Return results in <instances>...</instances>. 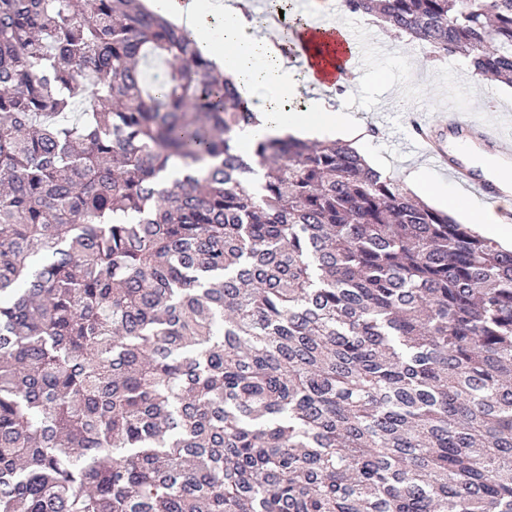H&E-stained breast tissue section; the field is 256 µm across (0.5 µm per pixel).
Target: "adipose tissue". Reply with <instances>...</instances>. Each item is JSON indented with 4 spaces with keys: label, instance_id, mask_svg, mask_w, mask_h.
<instances>
[{
    "label": "adipose tissue",
    "instance_id": "1",
    "mask_svg": "<svg viewBox=\"0 0 512 512\" xmlns=\"http://www.w3.org/2000/svg\"><path fill=\"white\" fill-rule=\"evenodd\" d=\"M143 2L197 35L202 34L209 21H222L223 49H214L206 43L201 49L214 56L225 76L232 79L238 93L258 116L257 125L239 132L241 145L288 133L308 139L333 135L356 150H364L368 136L366 128L359 126L340 102L319 90L333 49L329 38L311 34L315 18L304 17L295 28L296 41L307 47L310 58L300 66L292 67L269 40L264 12L246 9L245 0H225L208 16L196 10H184L178 0ZM303 86L318 88V96L300 111L283 112V104L295 99Z\"/></svg>",
    "mask_w": 512,
    "mask_h": 512
}]
</instances>
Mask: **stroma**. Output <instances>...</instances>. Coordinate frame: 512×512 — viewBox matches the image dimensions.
<instances>
[{"instance_id":"obj_1","label":"stroma","mask_w":512,"mask_h":512,"mask_svg":"<svg viewBox=\"0 0 512 512\" xmlns=\"http://www.w3.org/2000/svg\"><path fill=\"white\" fill-rule=\"evenodd\" d=\"M348 22L358 28L364 40L377 46L379 55L362 65L361 81L343 95L342 101L352 106L354 118L378 129L370 148L382 160L387 174L402 181L409 168L424 170L427 183L418 196L427 198L429 190L448 184L449 177L407 149L405 142L416 115L435 118L453 90L465 96L466 111L498 122L512 116V95L504 92L502 84L473 80L462 61H434L428 46L402 44L394 33L372 28L362 16H349ZM409 82L414 83L416 96L399 98L400 88Z\"/></svg>"}]
</instances>
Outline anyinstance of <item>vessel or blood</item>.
<instances>
[{
  "label": "vessel or blood",
  "instance_id": "1",
  "mask_svg": "<svg viewBox=\"0 0 512 512\" xmlns=\"http://www.w3.org/2000/svg\"><path fill=\"white\" fill-rule=\"evenodd\" d=\"M342 45V51L337 54L339 62L354 65L368 54L367 46L361 43L353 30H345ZM449 140H463L512 160V135L488 124L477 114L461 111L453 101L449 102L446 112L439 114L437 124L421 120L412 125L411 150L427 156L437 168L446 171L450 178L483 204L497 206L506 197L507 186L475 170L465 155L449 154L445 148Z\"/></svg>",
  "mask_w": 512,
  "mask_h": 512
}]
</instances>
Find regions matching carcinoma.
<instances>
[{
  "label": "carcinoma",
  "instance_id": "carcinoma-1",
  "mask_svg": "<svg viewBox=\"0 0 512 512\" xmlns=\"http://www.w3.org/2000/svg\"><path fill=\"white\" fill-rule=\"evenodd\" d=\"M512 85V0H343ZM141 0H0V512H512V250L256 141Z\"/></svg>",
  "mask_w": 512,
  "mask_h": 512
}]
</instances>
